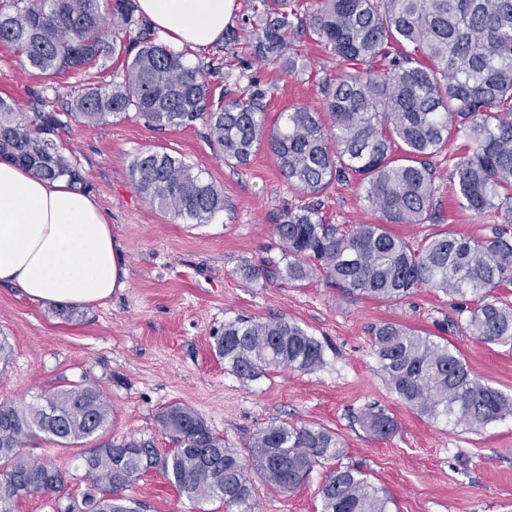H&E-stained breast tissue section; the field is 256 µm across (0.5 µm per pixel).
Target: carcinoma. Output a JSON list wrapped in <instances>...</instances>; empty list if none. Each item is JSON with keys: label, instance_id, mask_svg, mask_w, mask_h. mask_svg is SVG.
Instances as JSON below:
<instances>
[{"label": "carcinoma", "instance_id": "carcinoma-1", "mask_svg": "<svg viewBox=\"0 0 512 512\" xmlns=\"http://www.w3.org/2000/svg\"><path fill=\"white\" fill-rule=\"evenodd\" d=\"M252 10L253 30L225 31L224 49H235L244 36L258 61L296 73L307 68L300 40L308 35L321 42L337 68L336 79L322 84L324 112L295 106L269 126L260 91L214 102L204 68L158 42L135 17L134 0H6L0 42L19 52L22 66L44 76L95 67L111 56L122 61V72L73 98L71 115L84 124L129 112L159 129L200 120L216 156L236 165L248 164L266 144L282 177L309 202L285 210L274 225L286 268L248 267L245 279L292 284L318 273L348 295L384 301L418 288L470 294L472 334L511 347L512 304L495 290L512 283V236L501 231L475 239L450 230L412 244L388 225L443 223L429 159L452 138L470 145L452 173L457 207L478 216L497 211L512 224V0H319L308 19L291 0H253ZM59 125L53 113L30 117L0 98V158L83 191L85 177L55 140ZM129 176L151 204L188 224H205L224 210V191L203 170L166 152L137 155ZM353 177L380 223L342 231L327 223L315 198ZM372 343L389 385L419 416L470 428L512 416V396L475 378L450 343L397 322L375 327ZM213 350L224 369L245 382L279 368L315 370L325 353L322 342L282 317L226 322ZM111 412L91 383L27 404L1 401L0 512L64 486L62 470L23 455L39 437L61 447L92 444L81 459L102 496L65 512H140L141 504L129 505L123 492L150 471L190 501L255 512L252 474L286 492L326 465L321 512H389L386 492L363 471L335 465L343 448L322 426L270 424L243 453L192 409L174 403L157 416L174 444L162 456L134 437L100 442ZM359 422L380 440L396 429L383 409L363 413Z\"/></svg>", "mask_w": 512, "mask_h": 512}]
</instances>
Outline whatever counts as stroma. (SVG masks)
<instances>
[{"instance_id":"obj_1","label":"stroma","mask_w":512,"mask_h":512,"mask_svg":"<svg viewBox=\"0 0 512 512\" xmlns=\"http://www.w3.org/2000/svg\"><path fill=\"white\" fill-rule=\"evenodd\" d=\"M304 53L315 63L313 72L291 75L255 60L245 44L230 55L211 46L185 50L188 62L219 66L208 77L214 97L241 96L256 86L265 91L271 121L297 105L322 106L319 84L335 78L336 64L320 43L305 42ZM118 69L113 62L104 70L44 78L23 70L15 49L0 43V95L12 97L20 111L57 115V141L106 213L128 269L126 287L106 304L74 306L69 317L60 314L59 304L0 284V336L14 347L9 366L0 370V401L28 403L86 378L111 405L107 439H146L162 454L171 442L156 418L173 403L191 408L239 449L273 423L317 424L338 437L341 465L361 468L386 491L390 512H512V417L479 430L420 417L399 401L372 352L376 324L391 321L434 333L444 322L472 375L512 395V349L470 334L462 309L473 306V298L420 288L386 302L346 295L318 275L295 284L243 278L240 270L249 264L284 266L273 226L284 210L301 204L302 195L264 146L238 167L215 156L200 126L159 130L133 112L99 125L76 122L69 114L72 97L111 80ZM228 70L235 79L224 80ZM466 150L464 140H453L433 161L445 223L395 224L393 233L409 242L447 230L482 239L503 228L500 214L477 217L451 201L448 176ZM148 151L204 170L223 189L224 210L208 223L187 224L152 206L128 170L136 155ZM320 201L328 222L340 228L379 221L357 181L332 184ZM280 316L322 342L323 365L311 372L280 369L253 382L226 371L212 348L225 322ZM369 407L394 417L391 437L378 440L360 427L357 418ZM25 452L65 471L67 482L60 491L20 499L15 512H64L71 501L92 494L79 448L37 439ZM323 476L315 468L303 487L286 493L255 480L257 512H321ZM128 495L144 504V512H228L216 501L195 504L179 496L156 472L142 476Z\"/></svg>"}]
</instances>
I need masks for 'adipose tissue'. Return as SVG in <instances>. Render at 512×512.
Instances as JSON below:
<instances>
[{
  "label": "adipose tissue",
  "mask_w": 512,
  "mask_h": 512,
  "mask_svg": "<svg viewBox=\"0 0 512 512\" xmlns=\"http://www.w3.org/2000/svg\"><path fill=\"white\" fill-rule=\"evenodd\" d=\"M168 42L204 48L221 40L237 0H136ZM127 269L95 199L59 180L0 160V283L35 300L96 304L125 288Z\"/></svg>",
  "instance_id": "1"
}]
</instances>
